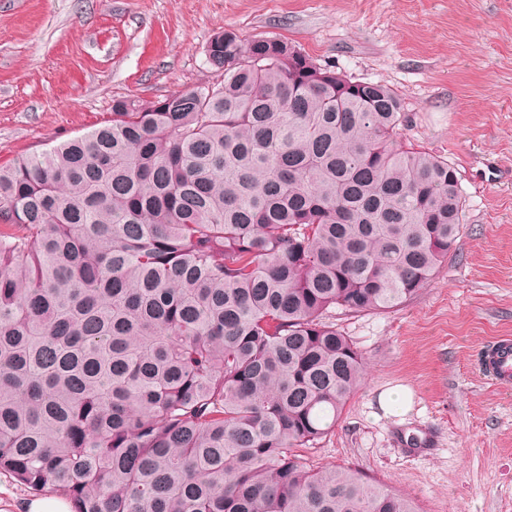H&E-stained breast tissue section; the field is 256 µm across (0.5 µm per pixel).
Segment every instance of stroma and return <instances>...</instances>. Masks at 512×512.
<instances>
[{"label": "stroma", "mask_w": 512, "mask_h": 512, "mask_svg": "<svg viewBox=\"0 0 512 512\" xmlns=\"http://www.w3.org/2000/svg\"><path fill=\"white\" fill-rule=\"evenodd\" d=\"M287 39L401 98L402 143L457 171L454 253L399 307L336 311L367 374L335 429L303 449L408 495L416 512H512V389L479 368L512 337V0H0V164L214 79L224 30ZM403 386L406 413L379 396Z\"/></svg>", "instance_id": "obj_1"}]
</instances>
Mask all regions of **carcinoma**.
Segmentation results:
<instances>
[{
	"label": "carcinoma",
	"mask_w": 512,
	"mask_h": 512,
	"mask_svg": "<svg viewBox=\"0 0 512 512\" xmlns=\"http://www.w3.org/2000/svg\"><path fill=\"white\" fill-rule=\"evenodd\" d=\"M206 56L212 82L0 165V474L75 512H414L295 450L365 371L325 315L431 282L456 170L399 144L383 84L276 36Z\"/></svg>",
	"instance_id": "carcinoma-1"
}]
</instances>
